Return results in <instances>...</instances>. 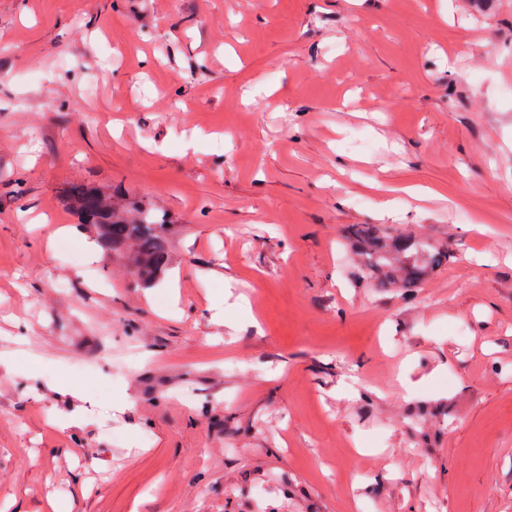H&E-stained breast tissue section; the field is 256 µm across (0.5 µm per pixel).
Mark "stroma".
<instances>
[{
  "label": "stroma",
  "mask_w": 512,
  "mask_h": 512,
  "mask_svg": "<svg viewBox=\"0 0 512 512\" xmlns=\"http://www.w3.org/2000/svg\"><path fill=\"white\" fill-rule=\"evenodd\" d=\"M0 512H512V0H0ZM61 198L82 224H94L103 248L118 252L133 247L127 272L144 285L153 284L170 265L169 217L149 201L105 192L85 183H67ZM344 238L365 275L384 287L417 288L453 258L448 247L396 235L389 224H356Z\"/></svg>",
  "instance_id": "35a3bbf8"
}]
</instances>
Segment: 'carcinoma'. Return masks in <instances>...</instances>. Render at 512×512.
<instances>
[{
  "mask_svg": "<svg viewBox=\"0 0 512 512\" xmlns=\"http://www.w3.org/2000/svg\"><path fill=\"white\" fill-rule=\"evenodd\" d=\"M61 198L82 224L95 226L103 248L127 246V269L144 285L154 283L170 265L169 217L144 198H128L85 183H67ZM345 250L358 258L365 275L384 287L416 288L452 259L442 244L403 237L388 224H356L345 235Z\"/></svg>",
  "mask_w": 512,
  "mask_h": 512,
  "instance_id": "cac0c4a2",
  "label": "carcinoma"
}]
</instances>
